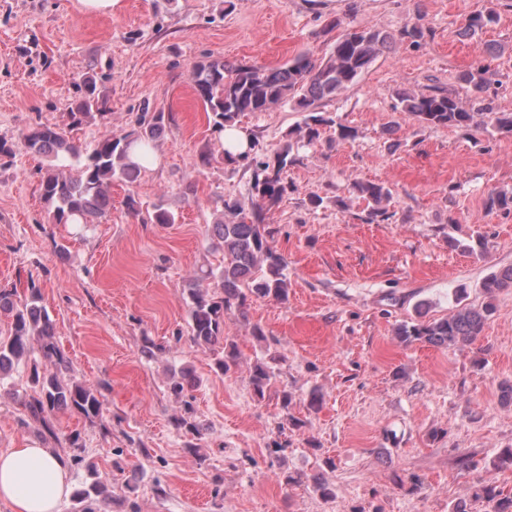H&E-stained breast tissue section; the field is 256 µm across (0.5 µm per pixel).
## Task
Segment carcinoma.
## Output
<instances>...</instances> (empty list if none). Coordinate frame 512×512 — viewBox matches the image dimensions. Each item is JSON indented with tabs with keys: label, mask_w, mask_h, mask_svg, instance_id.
<instances>
[{
	"label": "carcinoma",
	"mask_w": 512,
	"mask_h": 512,
	"mask_svg": "<svg viewBox=\"0 0 512 512\" xmlns=\"http://www.w3.org/2000/svg\"><path fill=\"white\" fill-rule=\"evenodd\" d=\"M498 21L499 14L492 8L476 12L466 19L462 34L474 36ZM391 44V36L379 30L353 29L344 33L323 59L302 53L277 67L227 65L219 59H207L192 66L190 78L195 95L204 106L208 126L217 138L225 128L237 126L238 118L246 112H267L292 102L298 111L306 113L303 122L288 132L295 143H315L324 127L334 129L340 142L353 141L356 130L336 122L330 113L318 111V104L336 98ZM459 79L467 88L465 101L445 91L418 94L402 90L396 94L394 109L429 127L476 129L477 117L484 115L497 134L511 137L512 112L496 110L493 101L485 96L491 83L489 71L472 68L462 72ZM79 92L69 112L71 129L107 119V100L94 76L83 79ZM169 120L166 112L155 110L146 102L137 129L120 136L107 135L90 148L75 143L62 129L41 124L23 134L30 152L49 158L40 189L53 223L100 224L107 220L112 212V184L119 181L131 185L141 173L142 164L129 160V150L137 147L141 159H147ZM291 150L292 145L288 144L276 154L274 162L256 163L250 207L235 198L224 200L223 211L212 225L213 237L224 250V266L219 273L205 272L186 285L191 341L211 351L222 347L223 355L216 358V366L224 374L238 364L234 346L224 336V317L234 311L243 312L252 299L288 301L286 264L270 244L272 231L264 224V209L279 202L289 189L286 172L294 162ZM352 193L367 202L370 219L385 217L384 203L390 198V190L383 184L357 183ZM486 207L510 211L512 195L491 193ZM213 277L218 279L216 287L204 285ZM482 288L488 301L481 306L465 304L444 318L406 321L397 327V336L407 345L472 344L495 313L496 294L512 288V266L488 276ZM28 290V297L21 300L16 289L0 288V311L12 317L10 336L0 339V380L20 364L30 367L32 393L25 395L22 405L38 425L40 435L55 439L56 411H74L91 421L100 416L102 402L98 390L70 376V359L55 340L54 323L41 305L40 288L32 281ZM40 360L51 369H40ZM274 377L268 363H255L251 370L255 396L264 397ZM172 424L178 430L200 435L188 401L184 413L175 416ZM86 469L91 481L76 487L72 499L84 505V512H92V504L107 501L109 495L97 477L95 463H86ZM481 494L494 504L493 512H512V495L505 496L489 484L481 487Z\"/></svg>",
	"instance_id": "obj_1"
}]
</instances>
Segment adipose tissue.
Here are the masks:
<instances>
[{
  "label": "adipose tissue",
  "mask_w": 512,
  "mask_h": 512,
  "mask_svg": "<svg viewBox=\"0 0 512 512\" xmlns=\"http://www.w3.org/2000/svg\"><path fill=\"white\" fill-rule=\"evenodd\" d=\"M71 491L68 462L51 449L27 444L0 451V501L12 512H62Z\"/></svg>",
  "instance_id": "obj_1"
}]
</instances>
